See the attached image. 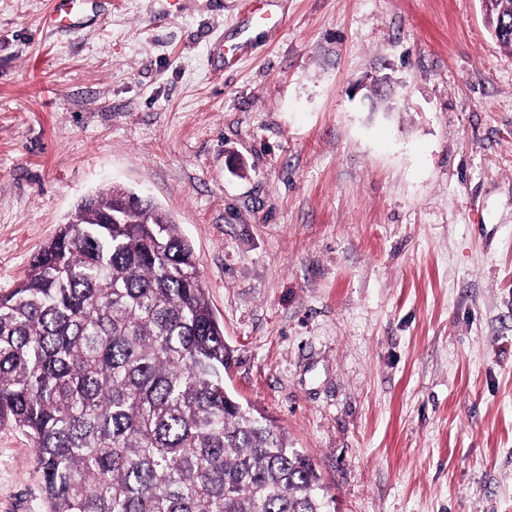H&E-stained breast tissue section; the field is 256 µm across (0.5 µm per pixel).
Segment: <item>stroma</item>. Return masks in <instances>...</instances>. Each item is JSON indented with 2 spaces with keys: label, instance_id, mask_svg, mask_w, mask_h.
Instances as JSON below:
<instances>
[{
  "label": "stroma",
  "instance_id": "obj_1",
  "mask_svg": "<svg viewBox=\"0 0 512 512\" xmlns=\"http://www.w3.org/2000/svg\"><path fill=\"white\" fill-rule=\"evenodd\" d=\"M0 0V289L117 184L192 245L225 378L330 512H512V53L481 0ZM391 76L392 91H371ZM0 428V512H44ZM77 0H53L52 8L45 16L44 24L48 28L74 27L77 22Z\"/></svg>",
  "mask_w": 512,
  "mask_h": 512
}]
</instances>
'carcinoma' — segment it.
Wrapping results in <instances>:
<instances>
[{"label":"carcinoma","mask_w":512,"mask_h":512,"mask_svg":"<svg viewBox=\"0 0 512 512\" xmlns=\"http://www.w3.org/2000/svg\"><path fill=\"white\" fill-rule=\"evenodd\" d=\"M127 193L81 201L0 293V427L32 441L46 512H327L310 457L226 389L177 225L152 202L103 223Z\"/></svg>","instance_id":"carcinoma-1"}]
</instances>
